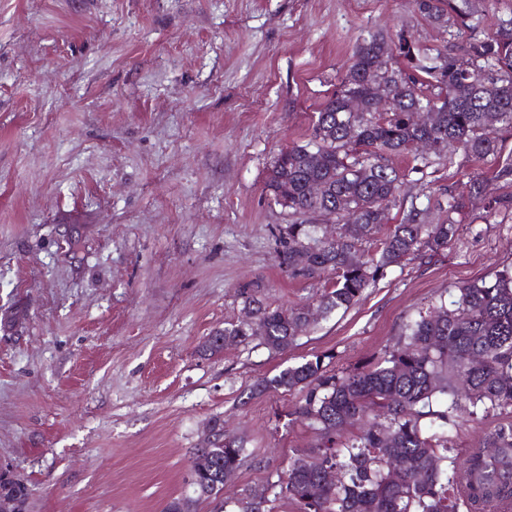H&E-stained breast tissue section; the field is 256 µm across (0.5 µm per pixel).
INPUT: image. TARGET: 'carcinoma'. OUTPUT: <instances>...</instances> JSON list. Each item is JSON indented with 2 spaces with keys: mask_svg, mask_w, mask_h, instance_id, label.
I'll list each match as a JSON object with an SVG mask.
<instances>
[{
  "mask_svg": "<svg viewBox=\"0 0 512 512\" xmlns=\"http://www.w3.org/2000/svg\"><path fill=\"white\" fill-rule=\"evenodd\" d=\"M430 23L461 41L460 52L421 46L406 32L390 39L372 35L356 48L336 92L315 113L308 141L281 152L273 161L267 188L275 202L300 217L336 218V235L319 246L304 243L309 224L288 225V247L281 261L294 273L329 271L332 287L317 308H272L254 295L245 298L252 322L224 327V343L258 338L271 350L288 349L313 322L355 305L378 276L422 252H438L457 235L463 192L445 189L446 217L429 220L411 207L400 222L383 230L400 175L384 163L386 155L431 152L445 165L455 163L460 147L475 160L500 153L498 132L512 130V17L476 34L475 0H414ZM393 93L392 105L379 107L377 89ZM365 97L369 108L353 114L345 101ZM419 109L437 111L436 123L414 120ZM321 185L312 195L308 185ZM377 249L361 253L377 238ZM298 390L295 414L317 431L313 455L295 453L278 480L264 489L265 506L255 507L253 491L231 502L232 512H274V503H293L298 512H512V424L485 436L457 464L448 461L451 414L466 403L474 415L512 408V268L458 286L456 299L433 306L407 328L403 342L384 350L371 367L338 376L319 355L262 379L258 394ZM448 397L446 408L431 411L433 400ZM430 415L433 421L421 420ZM361 423L346 442L341 432ZM495 448L493 456L484 449ZM244 442L224 437L213 448L215 472L231 477L240 466ZM418 464L417 474L394 478V460ZM341 479L321 484L326 469Z\"/></svg>",
  "mask_w": 512,
  "mask_h": 512,
  "instance_id": "cac0c4a2",
  "label": "carcinoma"
}]
</instances>
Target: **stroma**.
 <instances>
[{
  "mask_svg": "<svg viewBox=\"0 0 512 512\" xmlns=\"http://www.w3.org/2000/svg\"><path fill=\"white\" fill-rule=\"evenodd\" d=\"M408 30L447 36L413 0H0V470L24 512H163L191 495L194 452L246 441L229 492L263 489L313 448L299 392L261 379L317 355L373 363L456 286L512 264V212L473 201L447 249L387 268L360 301L318 318L285 351L200 348L245 319L244 296L318 303L333 276L293 274V218L266 188L278 154L309 137L358 44ZM396 155L390 223L437 208L496 169ZM464 456L507 415L458 408Z\"/></svg>",
  "mask_w": 512,
  "mask_h": 512,
  "instance_id": "1",
  "label": "stroma"
}]
</instances>
